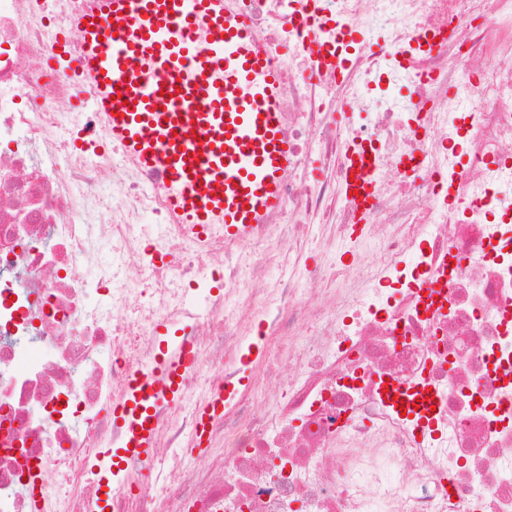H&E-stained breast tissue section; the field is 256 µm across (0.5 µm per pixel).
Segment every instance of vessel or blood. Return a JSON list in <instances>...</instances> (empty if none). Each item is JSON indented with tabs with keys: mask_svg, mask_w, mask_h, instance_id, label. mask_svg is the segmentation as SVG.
Returning a JSON list of instances; mask_svg holds the SVG:
<instances>
[{
	"mask_svg": "<svg viewBox=\"0 0 512 512\" xmlns=\"http://www.w3.org/2000/svg\"><path fill=\"white\" fill-rule=\"evenodd\" d=\"M71 25L109 139L163 172L185 223L245 239L282 209L295 149L282 129L279 72L228 0H92ZM161 345L112 408L126 437L99 449L94 464L105 472L132 454L150 458L157 404L177 403L194 372L174 338Z\"/></svg>",
	"mask_w": 512,
	"mask_h": 512,
	"instance_id": "b4317fda",
	"label": "vessel or blood"
}]
</instances>
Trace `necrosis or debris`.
<instances>
[{
	"instance_id": "1",
	"label": "necrosis or debris",
	"mask_w": 512,
	"mask_h": 512,
	"mask_svg": "<svg viewBox=\"0 0 512 512\" xmlns=\"http://www.w3.org/2000/svg\"><path fill=\"white\" fill-rule=\"evenodd\" d=\"M296 2L237 0L296 147L239 240L77 110L90 0H0V512H93L163 324L196 371L111 512H512V0H309L322 54Z\"/></svg>"
}]
</instances>
